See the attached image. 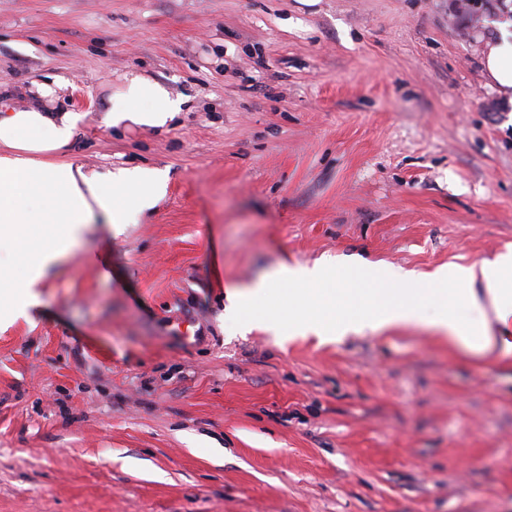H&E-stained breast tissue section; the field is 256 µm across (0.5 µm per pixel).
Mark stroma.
<instances>
[{
  "mask_svg": "<svg viewBox=\"0 0 512 512\" xmlns=\"http://www.w3.org/2000/svg\"><path fill=\"white\" fill-rule=\"evenodd\" d=\"M512 0H0L10 106L62 82L59 159L166 171L0 330V512H512V358L415 323L322 341L224 287L327 256L422 274L512 250ZM184 99L110 126L131 76ZM496 25L497 37L483 42L482 65L486 78L512 102V22Z\"/></svg>",
  "mask_w": 512,
  "mask_h": 512,
  "instance_id": "stroma-1",
  "label": "stroma"
}]
</instances>
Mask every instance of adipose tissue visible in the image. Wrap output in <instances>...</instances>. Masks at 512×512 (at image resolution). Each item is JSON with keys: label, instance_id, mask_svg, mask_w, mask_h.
<instances>
[{"label": "adipose tissue", "instance_id": "adipose-tissue-1", "mask_svg": "<svg viewBox=\"0 0 512 512\" xmlns=\"http://www.w3.org/2000/svg\"><path fill=\"white\" fill-rule=\"evenodd\" d=\"M486 78L500 94L512 97V22L499 23L495 39L482 50ZM182 109L161 84L133 77L125 90L109 97L106 122L162 128ZM79 114L53 107L0 110V252L9 251L16 267L0 268V324L15 316L31 318L42 307L40 289L74 248L88 225L104 218L113 231L151 211L166 193L161 170L132 167L85 173L82 167L54 160L75 135ZM512 252L479 267H442L429 278L428 288L414 272L359 267L349 285L337 287L333 264H281L269 277L243 290L224 289L225 318L243 326L260 322L261 312L248 296H265L280 287L302 313L301 334L324 336L331 323L344 331L378 330L406 322H422V304L432 300L439 309L432 328L464 347L499 358L512 357ZM407 287L405 301L392 299L391 288ZM492 313L500 334H472L457 314L458 304Z\"/></svg>", "mask_w": 512, "mask_h": 512}]
</instances>
